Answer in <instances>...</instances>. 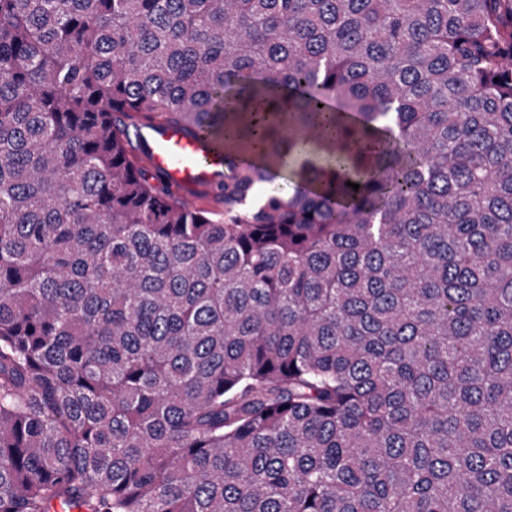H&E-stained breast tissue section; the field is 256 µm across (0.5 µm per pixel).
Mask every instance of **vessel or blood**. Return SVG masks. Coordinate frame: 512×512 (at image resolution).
I'll list each match as a JSON object with an SVG mask.
<instances>
[{"label": "vessel or blood", "instance_id": "b4317fda", "mask_svg": "<svg viewBox=\"0 0 512 512\" xmlns=\"http://www.w3.org/2000/svg\"><path fill=\"white\" fill-rule=\"evenodd\" d=\"M148 168L162 174L179 200L194 204V189L222 182L227 165L182 128L145 118L138 125Z\"/></svg>", "mask_w": 512, "mask_h": 512}]
</instances>
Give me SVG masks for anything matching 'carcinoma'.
Listing matches in <instances>:
<instances>
[{
    "instance_id": "1",
    "label": "carcinoma",
    "mask_w": 512,
    "mask_h": 512,
    "mask_svg": "<svg viewBox=\"0 0 512 512\" xmlns=\"http://www.w3.org/2000/svg\"><path fill=\"white\" fill-rule=\"evenodd\" d=\"M0 512H512V0H0ZM148 168L161 173L179 200L195 204L192 191L224 181L229 168L214 162L208 147L182 128L144 118L138 125Z\"/></svg>"
}]
</instances>
